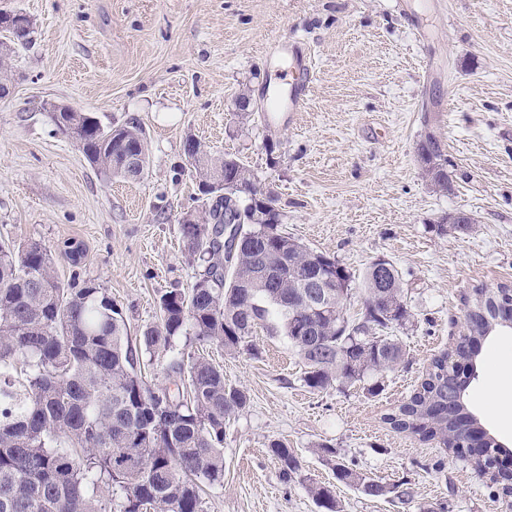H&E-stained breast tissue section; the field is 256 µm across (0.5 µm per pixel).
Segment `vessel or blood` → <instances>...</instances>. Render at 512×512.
Segmentation results:
<instances>
[{
  "mask_svg": "<svg viewBox=\"0 0 512 512\" xmlns=\"http://www.w3.org/2000/svg\"><path fill=\"white\" fill-rule=\"evenodd\" d=\"M265 52L277 66L280 83L270 109L263 116L265 122L294 119L305 109L310 95V78L306 68L307 53L299 40L275 39Z\"/></svg>",
  "mask_w": 512,
  "mask_h": 512,
  "instance_id": "obj_1",
  "label": "vessel or blood"
}]
</instances>
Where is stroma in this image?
<instances>
[{
	"label": "stroma",
	"mask_w": 512,
	"mask_h": 512,
	"mask_svg": "<svg viewBox=\"0 0 512 512\" xmlns=\"http://www.w3.org/2000/svg\"><path fill=\"white\" fill-rule=\"evenodd\" d=\"M33 21L14 46L0 97V238L50 247L63 282L90 280L121 308L130 336L157 321L161 292L187 290L196 273L180 218L201 213L184 150L192 137L238 157L275 199L282 228L361 279L376 257L403 276L410 318L393 334L410 355L362 384L321 393L304 386L282 335L258 327L256 354L193 337L246 390L247 408L224 427V482L203 512H322L306 489L280 480L268 452L279 439L314 481L331 485L342 512H505L511 497L438 442L393 431L383 416L416 388L431 358L462 333L473 288L512 285V0H0ZM304 39L311 94L294 123L262 113L276 82L264 47ZM250 88L249 116L235 98ZM64 104L103 122L137 118L148 165L140 178H108L55 130ZM442 142L454 190L422 175L418 143ZM474 222L440 231L452 212ZM80 244L72 265L65 243ZM512 363V330L483 342L465 392L470 413L512 449V423L486 394ZM330 446L324 454L322 446ZM407 484L408 502L373 500L338 482L335 462Z\"/></svg>",
	"instance_id": "1"
}]
</instances>
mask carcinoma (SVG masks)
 Instances as JSON below:
<instances>
[{"label": "carcinoma", "instance_id": "1", "mask_svg": "<svg viewBox=\"0 0 512 512\" xmlns=\"http://www.w3.org/2000/svg\"><path fill=\"white\" fill-rule=\"evenodd\" d=\"M24 45L33 33L0 19V33ZM57 130L90 165L112 178L135 180L147 164L145 131L130 118L104 125L87 112L53 113ZM199 193L215 201L194 224L180 225L184 251L201 267L186 291L159 295L158 321L138 344L112 298L92 282L65 284L51 250L32 241L0 242V512H202L203 486L224 481V425L249 398L224 383V372L201 356L174 354L175 339L192 336L230 353L255 351L263 325L288 338L314 391L354 385L405 362L406 348L382 331L402 327L410 313L396 267L387 272L389 299L377 260L366 267L360 314L344 308L354 295L351 274L281 228L275 200L245 164L215 156L186 139ZM423 176L447 173L441 142L427 136ZM249 203L240 206V196ZM466 334L436 355L420 384L384 415L399 433L440 440L464 456L463 423L471 420L448 394L452 364L469 358L475 338L490 336L512 306V287H478L464 298ZM170 356L168 382L149 383L143 357ZM281 479L299 483L325 512H341L333 489L306 477L299 457L280 440L269 444ZM486 443L472 469L482 476L497 460ZM336 478L364 496L390 494L380 480L335 464Z\"/></svg>", "mask_w": 512, "mask_h": 512}]
</instances>
